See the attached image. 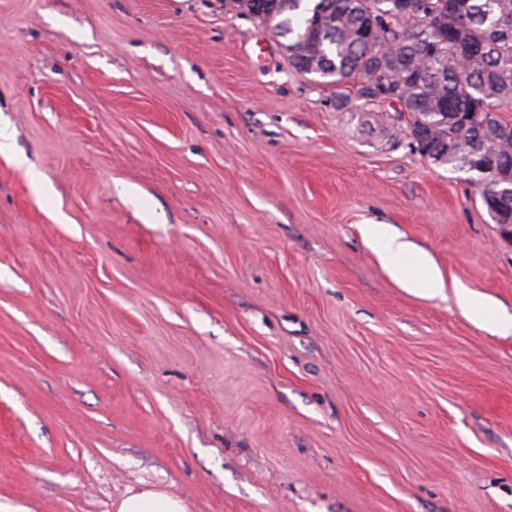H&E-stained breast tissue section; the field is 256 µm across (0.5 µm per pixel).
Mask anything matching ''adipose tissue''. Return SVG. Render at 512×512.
<instances>
[{"instance_id":"obj_1","label":"adipose tissue","mask_w":512,"mask_h":512,"mask_svg":"<svg viewBox=\"0 0 512 512\" xmlns=\"http://www.w3.org/2000/svg\"><path fill=\"white\" fill-rule=\"evenodd\" d=\"M366 244L377 255L383 267L404 288L435 297L440 295L442 281L438 270L425 253L400 240L385 224H367L362 228ZM114 512H186L182 500L157 490L128 493L113 505Z\"/></svg>"}]
</instances>
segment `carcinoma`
<instances>
[{
	"label": "carcinoma",
	"mask_w": 512,
	"mask_h": 512,
	"mask_svg": "<svg viewBox=\"0 0 512 512\" xmlns=\"http://www.w3.org/2000/svg\"><path fill=\"white\" fill-rule=\"evenodd\" d=\"M273 26L290 66L363 112L399 105L410 144L469 174L493 223L512 224V0H232Z\"/></svg>",
	"instance_id": "carcinoma-1"
}]
</instances>
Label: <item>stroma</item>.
I'll use <instances>...</instances> for the list:
<instances>
[{
	"label": "stroma",
	"instance_id": "35a3bbf8",
	"mask_svg": "<svg viewBox=\"0 0 512 512\" xmlns=\"http://www.w3.org/2000/svg\"><path fill=\"white\" fill-rule=\"evenodd\" d=\"M229 0H0V507L512 512V238ZM388 224L440 271L408 292ZM362 234L383 267L404 288L430 297L441 294L443 286L439 272L426 254L401 241L387 224H365ZM456 299L464 314L474 317L480 322L492 324L502 336L512 333V316L504 317L497 314L484 303L480 296L460 289L456 292ZM114 512H186L181 499L157 490L131 492L112 505Z\"/></svg>",
	"mask_w": 512,
	"mask_h": 512
}]
</instances>
